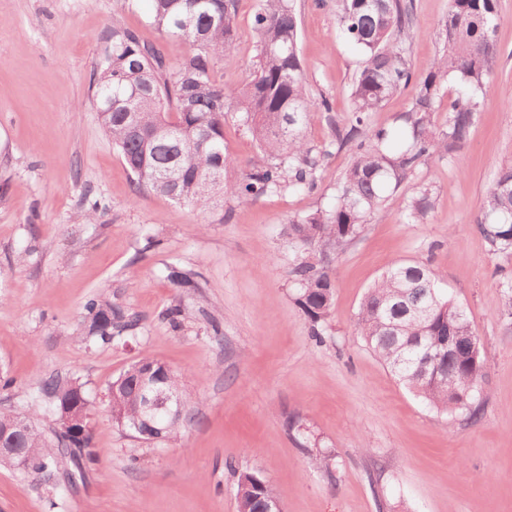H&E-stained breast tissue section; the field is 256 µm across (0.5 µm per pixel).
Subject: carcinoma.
<instances>
[{"label":"carcinoma","instance_id":"obj_1","mask_svg":"<svg viewBox=\"0 0 512 512\" xmlns=\"http://www.w3.org/2000/svg\"><path fill=\"white\" fill-rule=\"evenodd\" d=\"M150 19L163 36L177 37L190 53L173 65L160 46L132 30L112 29V46L95 70L94 103L98 121L134 176L136 192L168 196L178 204L207 213L230 199L243 205L270 193H297L317 187L321 152L305 130L326 100L310 97L298 48L299 24L293 0H260L254 16L256 63L240 87L224 86L215 77L219 61L231 60L238 38V0H150ZM414 0H337L336 17L343 33L364 53L363 68L353 80L350 124L328 117L335 143L355 152L343 175L336 204L288 220V245L295 249L290 275L295 301L322 340V326L332 312L333 263L354 240L370 216L389 202L387 187H398L428 160L442 159L467 141L492 59L497 54V0H452L441 25L443 54L421 78L414 76L409 48L416 37ZM455 85L442 127L433 120L443 84ZM414 91L403 129L391 133L367 127L368 114L407 88ZM239 120L260 149L257 160L240 176L228 178L233 160L224 150L227 113ZM434 203L430 188L397 201L408 222H423ZM480 233L493 253L512 255V166L500 169L482 203ZM179 288H196L195 273L172 268ZM512 322V283L494 302ZM86 337L102 345L124 341L137 319L101 294L83 306ZM357 325L366 346L398 381L431 408L482 415L480 383L487 357L465 312L454 303L441 279L427 265L396 263L368 290ZM441 354L431 368L421 366L426 349ZM132 363L107 388L114 425L146 441H161L177 432L185 417L160 414L161 430L137 429L141 408L134 383L140 362ZM157 386L184 391L173 370ZM29 397L45 407L47 428L26 414L28 427L12 447L25 449L29 471L47 484L64 476L69 486L83 477L81 459L63 449L75 444L57 433L61 412H91L93 401L78 379L49 377ZM238 512H258L278 500L259 470L239 475Z\"/></svg>","mask_w":512,"mask_h":512}]
</instances>
